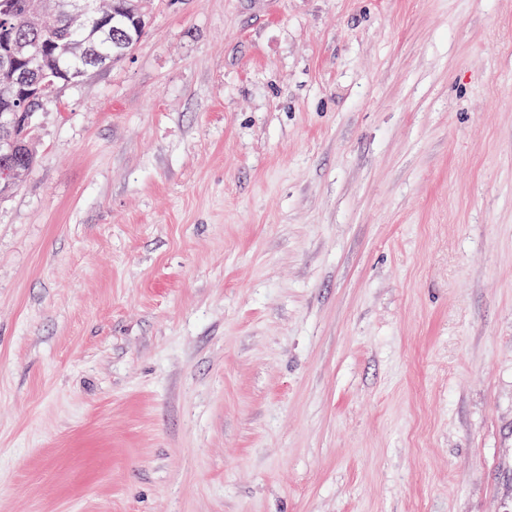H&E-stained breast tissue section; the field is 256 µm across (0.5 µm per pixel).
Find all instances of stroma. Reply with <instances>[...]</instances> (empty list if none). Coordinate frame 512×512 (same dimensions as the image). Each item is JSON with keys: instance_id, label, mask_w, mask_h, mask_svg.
Instances as JSON below:
<instances>
[{"instance_id": "stroma-1", "label": "stroma", "mask_w": 512, "mask_h": 512, "mask_svg": "<svg viewBox=\"0 0 512 512\" xmlns=\"http://www.w3.org/2000/svg\"><path fill=\"white\" fill-rule=\"evenodd\" d=\"M0 199V512H512V0H153Z\"/></svg>"}]
</instances>
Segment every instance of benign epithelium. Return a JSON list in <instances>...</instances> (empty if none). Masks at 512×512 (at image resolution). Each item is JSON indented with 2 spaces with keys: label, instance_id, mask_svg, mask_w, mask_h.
Masks as SVG:
<instances>
[{
  "label": "benign epithelium",
  "instance_id": "1",
  "mask_svg": "<svg viewBox=\"0 0 512 512\" xmlns=\"http://www.w3.org/2000/svg\"><path fill=\"white\" fill-rule=\"evenodd\" d=\"M36 16L65 12L73 18L84 19L91 5L86 0H36ZM35 43L11 36V28L0 26V176L12 174L18 165L16 149L20 147L17 134H29L35 110L33 100L47 102L53 96L50 83L43 81L41 66L37 65ZM32 66L18 68L20 58ZM26 91H20L22 87Z\"/></svg>",
  "mask_w": 512,
  "mask_h": 512
}]
</instances>
